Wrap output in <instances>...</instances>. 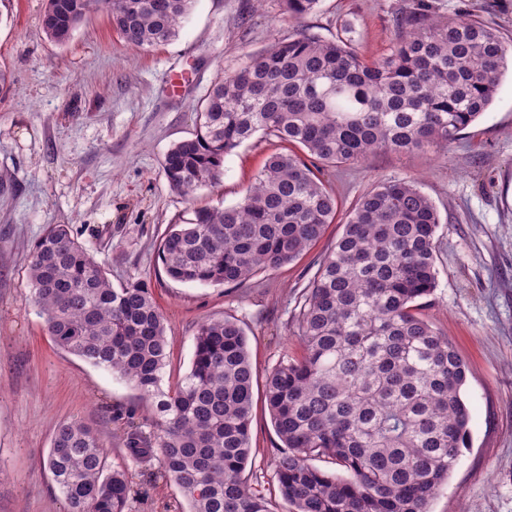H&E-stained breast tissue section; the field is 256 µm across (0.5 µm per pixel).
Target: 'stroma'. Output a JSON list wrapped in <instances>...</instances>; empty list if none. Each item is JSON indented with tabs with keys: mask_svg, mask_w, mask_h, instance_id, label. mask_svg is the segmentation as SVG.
Returning a JSON list of instances; mask_svg holds the SVG:
<instances>
[{
	"mask_svg": "<svg viewBox=\"0 0 512 512\" xmlns=\"http://www.w3.org/2000/svg\"><path fill=\"white\" fill-rule=\"evenodd\" d=\"M418 2L321 0L293 18L283 0H195L176 40L142 51L121 40L104 5L58 46L41 29L44 0H6L0 66L12 80L0 91V512H67L41 460L57 425L72 418L94 429L111 464L132 472L128 512L186 506L157 456L136 461L127 451L131 435L156 439L154 400L57 348L31 302V252L47 225H71L113 285L147 282L167 325L162 389L189 371L199 322L239 320L255 370L248 479L272 512H283L272 465L280 440L264 405L265 380L284 350L299 348L289 332L295 294L342 235L345 210L373 183L394 177L417 178L439 211L438 285L428 315L470 369V446L430 512H512L511 71L448 153L380 152L324 168L341 213L301 259L233 287L173 281L158 258L168 224L196 205L239 202L281 148L255 134L225 157L215 187L191 200L169 189L161 161L194 131V108L218 74L300 33L345 32L362 58L382 57L395 41V16ZM429 2L439 17L476 19L512 40V0Z\"/></svg>",
	"mask_w": 512,
	"mask_h": 512,
	"instance_id": "stroma-1",
	"label": "stroma"
}]
</instances>
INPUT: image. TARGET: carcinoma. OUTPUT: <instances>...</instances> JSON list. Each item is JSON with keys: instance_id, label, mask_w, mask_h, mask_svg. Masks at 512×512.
<instances>
[{"instance_id": "carcinoma-1", "label": "carcinoma", "mask_w": 512, "mask_h": 512, "mask_svg": "<svg viewBox=\"0 0 512 512\" xmlns=\"http://www.w3.org/2000/svg\"><path fill=\"white\" fill-rule=\"evenodd\" d=\"M288 14L320 0H285ZM96 0H47L41 26L67 44ZM128 45L178 37L193 0H104ZM390 54L367 61L350 40L301 34L278 40L220 74L196 106L195 133L161 162L169 188L188 198L213 187L224 158L260 132L292 146L271 155L244 198L195 207L168 225L158 257L181 283L238 286L307 252L334 223L336 196L320 168L369 155L448 151L488 111L512 44L476 20L441 21L421 3L395 21ZM439 212L408 177L374 183L355 201L342 236L297 292L285 352L264 399L287 451L273 461L286 512H429L469 447L468 367L424 314L437 286ZM31 300L57 347L157 396L156 448L187 512H271L245 475L252 448L254 369L233 318L202 321L188 373L171 391L165 317L150 288H116L67 224L36 241ZM329 460L347 476L314 465ZM43 466L68 512H127V469L111 468L82 420L60 423Z\"/></svg>"}]
</instances>
